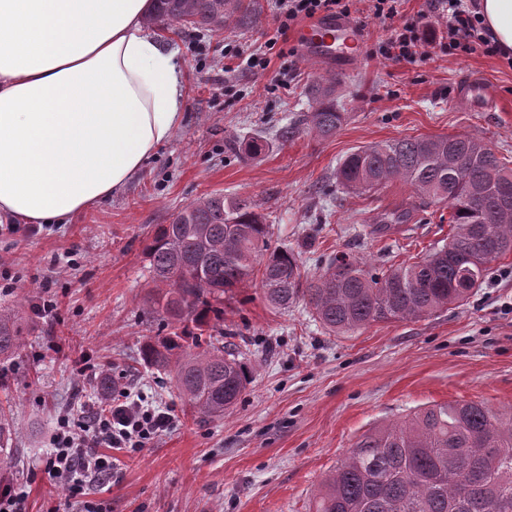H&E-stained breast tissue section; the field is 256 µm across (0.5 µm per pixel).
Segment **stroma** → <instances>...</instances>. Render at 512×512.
<instances>
[{"mask_svg":"<svg viewBox=\"0 0 512 512\" xmlns=\"http://www.w3.org/2000/svg\"><path fill=\"white\" fill-rule=\"evenodd\" d=\"M249 29L204 31L159 23L178 48L186 94L184 117L141 172L72 223L37 233L0 234V310L15 313L24 345L0 361V409L14 429V453L0 480L25 487L28 512L64 503L44 469L60 413L94 394L84 364L109 365L116 382L146 403L170 409L172 426L148 448L118 452L108 482L89 489L108 512H311L326 474L360 435L416 409L482 400L512 410V254L493 261L464 305L415 321L367 325L328 334L305 304L285 311L252 281L224 302V331L252 339L245 361L254 374L237 407L204 420L179 398L172 376L144 365L140 350L159 322L142 306L148 290L144 247L156 225L214 193L241 197L270 217L275 243L301 253L305 274L320 258L349 252L376 266L416 261L445 243L444 204L419 205L394 181L373 195L336 184L339 161L361 146L402 137L474 135L512 167V68L475 53L459 59L429 49L425 62L378 56L389 25L371 0H357L351 20L363 32L352 70L330 71L304 54L250 67L263 46L277 0H258ZM498 95L495 110L453 106L463 74ZM331 79L347 118L336 133L282 131L310 112V89ZM262 138L247 159L226 141ZM420 206L419 222L375 233L371 217ZM54 302L42 311L43 302Z\"/></svg>","mask_w":512,"mask_h":512,"instance_id":"obj_1","label":"stroma"}]
</instances>
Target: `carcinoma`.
Returning <instances> with one entry per match:
<instances>
[{
	"mask_svg": "<svg viewBox=\"0 0 512 512\" xmlns=\"http://www.w3.org/2000/svg\"><path fill=\"white\" fill-rule=\"evenodd\" d=\"M154 17L202 30L249 28L256 0H156ZM305 131L328 137L345 120L332 82L314 89ZM247 158L265 145L232 140ZM450 208L448 242L414 262L370 269L348 253L330 255L309 277L300 252L272 244L268 215L247 200L214 194L158 224L144 252L153 288L146 313L162 321L142 346L150 367L175 374L179 396L199 414L221 418L250 381L241 345L224 343V295L261 272L268 304L298 301L337 336L371 323L407 321L461 304L482 287L488 264L512 253V168L474 136L392 139L360 147L336 169V183L361 195L392 181ZM416 209L396 207L372 219L373 231L409 224ZM21 328L0 311V358L23 344ZM12 424L0 417V457L12 452ZM315 512H512V410L484 401L434 404L362 434L326 476Z\"/></svg>",
	"mask_w": 512,
	"mask_h": 512,
	"instance_id": "carcinoma-1",
	"label": "carcinoma"
}]
</instances>
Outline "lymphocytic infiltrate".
Instances as JSON below:
<instances>
[{
  "label": "lymphocytic infiltrate",
  "mask_w": 512,
  "mask_h": 512,
  "mask_svg": "<svg viewBox=\"0 0 512 512\" xmlns=\"http://www.w3.org/2000/svg\"><path fill=\"white\" fill-rule=\"evenodd\" d=\"M404 0H373L376 17L390 21L389 36L379 52L396 63L415 64L426 57L425 44H433L451 57L481 52L489 57H512L502 49L484 26L480 0H430L431 13L404 14ZM279 8L266 32L265 52L251 55V65L267 70L270 54L292 27L306 19L350 17V0H278ZM436 16L444 24L441 35H433L428 21ZM169 411L143 404L128 388L121 387L88 400L75 414L59 416L51 439L52 451L45 470L62 487L70 503H82V512H100L86 501L90 484L104 482L111 474L113 452L149 447L172 424Z\"/></svg>",
  "instance_id": "f902f5d3"
}]
</instances>
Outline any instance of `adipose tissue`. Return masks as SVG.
I'll list each match as a JSON object with an SVG mask.
<instances>
[{
	"mask_svg": "<svg viewBox=\"0 0 512 512\" xmlns=\"http://www.w3.org/2000/svg\"><path fill=\"white\" fill-rule=\"evenodd\" d=\"M153 0H0V221L67 224L179 127Z\"/></svg>",
	"mask_w": 512,
	"mask_h": 512,
	"instance_id": "ef3b65f1",
	"label": "adipose tissue"
}]
</instances>
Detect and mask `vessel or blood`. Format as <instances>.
<instances>
[{
    "mask_svg": "<svg viewBox=\"0 0 512 512\" xmlns=\"http://www.w3.org/2000/svg\"><path fill=\"white\" fill-rule=\"evenodd\" d=\"M303 52L310 60L349 67L359 59L361 35L348 20L323 18L306 25L300 33ZM494 96L492 86L479 78L461 81L453 97L456 105L472 112H483Z\"/></svg>",
    "mask_w": 512,
    "mask_h": 512,
    "instance_id": "obj_1",
    "label": "vessel or blood"
}]
</instances>
